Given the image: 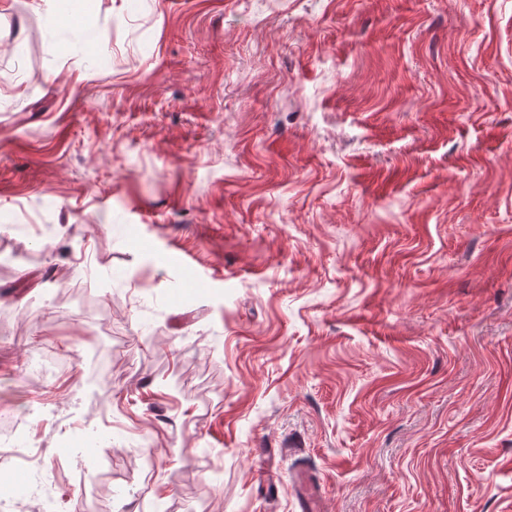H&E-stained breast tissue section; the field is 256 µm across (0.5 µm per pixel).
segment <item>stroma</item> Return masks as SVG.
Here are the masks:
<instances>
[{
  "label": "stroma",
  "mask_w": 512,
  "mask_h": 512,
  "mask_svg": "<svg viewBox=\"0 0 512 512\" xmlns=\"http://www.w3.org/2000/svg\"><path fill=\"white\" fill-rule=\"evenodd\" d=\"M0 415L8 512H512V0H0Z\"/></svg>",
  "instance_id": "stroma-1"
}]
</instances>
